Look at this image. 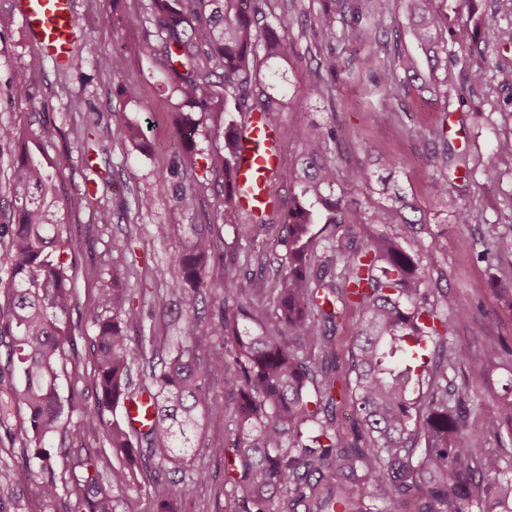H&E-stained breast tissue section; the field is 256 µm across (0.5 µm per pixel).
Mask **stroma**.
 <instances>
[{
    "mask_svg": "<svg viewBox=\"0 0 512 512\" xmlns=\"http://www.w3.org/2000/svg\"><path fill=\"white\" fill-rule=\"evenodd\" d=\"M0 0V18L8 26L0 28V126L12 125L29 135L42 125L58 130L57 138L44 144L43 151L58 158L61 167L56 179L60 210L72 235L84 238L88 247L79 262L73 282L76 303L70 324L77 345L58 366L61 396H75L80 406L94 405L96 395L87 377L96 358L94 328L85 325L81 314L96 302L102 289L112 285V269H126L121 285L140 299L146 311L143 324L131 329V336H148L152 342L133 370L135 383L147 382L152 362L166 356L176 341L177 329L188 315L202 322L215 319L224 297V276L233 274L242 287L258 283L274 285L283 272L285 250L280 241L282 225L270 224L257 235L242 234L232 215L224 211V193L219 177L204 169L182 171L175 180L191 190L195 201L183 208L173 194H161L156 182L171 173L176 152L183 145L185 120L197 124L193 145L202 156L223 152L224 139L217 130L224 125L220 112L185 115L177 112L174 100L161 84L159 70L150 67L135 48L147 24V0H77L83 21L79 37L86 62L81 70L59 79L52 60H44L34 70L29 61L33 47L24 36L22 24L12 5ZM361 0H279L280 11L289 26L294 47L286 69V105L277 116L279 131H289L308 123L338 128L340 139L331 151L340 164L368 160L376 155L393 157L397 177L409 197L426 218L405 245L418 253L429 287L453 295L465 311L456 323L452 340L467 352L460 374L475 395L468 429L483 431L489 417L500 423L499 434L491 438V449L512 453V417L499 413L501 398L512 390V312L496 301L491 282L496 266L480 258V242L495 237L512 238V164L501 166L495 182L477 177L467 182L457 171L448 174V194L434 191L436 174L428 158L431 145L414 140L415 126L440 129L449 148L467 154L482 166L495 161L499 138L512 134V88L502 85L495 64L512 67V48L496 50L491 35H483L485 55L448 47V86L439 97L400 93L386 95L375 87L373 71L391 65L399 46H410L411 38L399 27L389 32H370L365 40L351 34V16H339L338 5L356 8ZM334 13L331 29L321 18ZM124 54L122 75L99 64L102 56ZM335 58V69L323 66ZM135 82L138 97L130 101L116 93L119 80ZM319 80L322 94L308 97L306 86ZM28 95H17L18 86ZM382 111L372 120L370 108ZM139 124L145 144L135 148L125 142L121 128ZM17 147L0 140V279H9L12 260L9 249L11 198L8 180ZM148 197L149 207L137 205ZM108 206L112 221L98 223V206ZM463 205L474 211L472 224H455L451 213ZM208 233L218 253L207 265L209 286L201 294H174L168 285L151 279L148 271L173 264L196 229ZM497 343L499 359L489 365L488 347ZM16 376L9 362L6 343H0V466L14 471L11 487L0 489V512H65L72 504L70 491L75 479L71 470H59V498L54 507H44L28 486L23 468L26 410L14 403L8 391ZM203 425L193 439V456L186 468L190 493L181 512H233L234 502L224 485V450L234 438L232 404L223 393L207 399ZM111 413L91 425H80L78 433L63 432L53 447L71 452L89 448L100 452L102 479H110L118 458L107 448ZM133 484L119 490L116 512H150L148 492L155 467L135 464Z\"/></svg>",
    "mask_w": 512,
    "mask_h": 512,
    "instance_id": "1",
    "label": "stroma"
}]
</instances>
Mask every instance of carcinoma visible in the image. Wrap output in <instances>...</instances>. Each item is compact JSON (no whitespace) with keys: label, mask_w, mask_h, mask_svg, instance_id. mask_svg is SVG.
I'll return each instance as SVG.
<instances>
[{"label":"carcinoma","mask_w":512,"mask_h":512,"mask_svg":"<svg viewBox=\"0 0 512 512\" xmlns=\"http://www.w3.org/2000/svg\"><path fill=\"white\" fill-rule=\"evenodd\" d=\"M353 11L354 37L388 28L389 0H367ZM431 0H403L404 27L426 58L434 76L448 53L442 32L454 44L474 48V29L488 30L500 47L512 45V21L483 14L474 24L448 27V15L429 9ZM278 0H149L142 49L163 60L164 84L192 112L224 113V155L215 171L224 176L225 208H241L235 186L238 135L257 114L274 126L283 99L271 93L282 85L279 71L262 67L287 61L292 44L288 21L277 13ZM368 19L366 27L360 26ZM396 67L381 69L376 84L391 91L405 87L397 75L424 79L420 59L400 49ZM81 52L73 49L57 70H79ZM301 146L298 165L277 169L280 179L299 191L283 210H243L241 231L255 224L285 226L287 267L265 294L271 320L259 334L241 333L239 323L253 316L251 299L234 278L224 280L218 320L207 328L194 316L182 322L189 346L179 348L151 371L145 388L151 421L141 431L112 421L111 446L125 456L141 455L167 472L152 488L151 512H178L190 491L176 476L191 451L189 434L199 427L198 410L211 392L235 400V439L225 465L224 485L237 501L235 512H512V455L488 448L497 434L494 421L481 433L467 430L474 393L457 381L465 350L448 341L463 316L454 296L425 288L418 260L402 242L416 224L420 208L391 179L377 180L376 193L387 203L366 209L336 194L341 183L371 184L363 163L339 167L330 156L338 129L305 125L295 131ZM0 139L19 143L11 195L12 274L0 282V341L9 339L11 362L20 380L11 387L26 408L29 423L25 455L28 483L42 503L58 498L56 455L49 441L68 427L77 402L58 391L56 366L74 348L75 337L62 327L73 302V279L86 241L63 236L54 198L59 161L38 157L12 127ZM201 165L200 153L184 142L170 173ZM430 165L442 175L434 185L448 195V151L435 152ZM329 224L357 229L348 250L337 257H316L310 250L312 227L321 214ZM383 224L390 233L374 239L368 226ZM512 252V239L483 243L488 261ZM215 255L212 238L199 231L189 252L177 257L179 278L173 290L207 287L205 267ZM496 299L512 310V265L498 269ZM359 314L351 348L350 383L337 369L335 334L347 309ZM109 310L106 318L102 311ZM83 319L95 328L97 368L88 383L97 401L83 409L88 419L116 411L139 393L131 387L137 351L151 336H129L142 322L141 307L122 288L100 292ZM224 340V352L200 363L195 350L210 339ZM438 357L429 363V345ZM353 403L361 426L344 432V409ZM424 441L422 454L415 443ZM133 472L112 468L110 488L93 474L75 482L73 512H114L112 489L130 483Z\"/></svg>","instance_id":"1"}]
</instances>
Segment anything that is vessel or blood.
<instances>
[{"label":"vessel or blood","instance_id":"vessel-or-blood-1","mask_svg":"<svg viewBox=\"0 0 512 512\" xmlns=\"http://www.w3.org/2000/svg\"><path fill=\"white\" fill-rule=\"evenodd\" d=\"M23 29L32 47L44 58L58 60L81 34L83 25L75 0H15ZM236 184L252 205H264L272 193L270 175L279 164L272 131L254 118L240 144Z\"/></svg>","mask_w":512,"mask_h":512}]
</instances>
